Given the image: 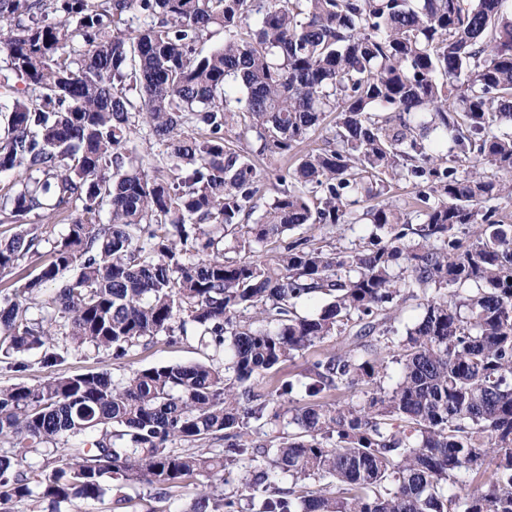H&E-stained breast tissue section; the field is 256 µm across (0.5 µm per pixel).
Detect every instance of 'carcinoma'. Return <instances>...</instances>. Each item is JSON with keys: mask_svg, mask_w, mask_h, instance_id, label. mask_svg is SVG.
Here are the masks:
<instances>
[{"mask_svg": "<svg viewBox=\"0 0 512 512\" xmlns=\"http://www.w3.org/2000/svg\"><path fill=\"white\" fill-rule=\"evenodd\" d=\"M105 2L0 0V54L25 84L20 96L0 77V173L18 176L0 224H19L0 244V275L34 266L0 303L6 354L27 370L59 325L75 347L116 360L191 330L228 348L231 364L1 387L11 451L0 454V506L36 487L62 512L202 477L212 491L185 512H240L239 498L215 493L236 471L242 490L262 487L256 512H512L509 0ZM128 14L141 24L114 29ZM211 24L224 45L202 56ZM330 112L329 146L268 181L254 154L288 156ZM138 115L163 147L161 177L128 157ZM394 181L412 186L407 201L361 205ZM36 211L66 225L46 252L39 225L22 222ZM306 224L373 230L336 251L284 240ZM239 227L246 242L281 241L274 263L225 256L224 233ZM318 297V313L298 315ZM409 300L421 318L399 341L253 392L327 336L394 333L389 313ZM244 312L263 327L241 323ZM389 348L402 374L386 391ZM369 384L356 404L314 401ZM299 387L313 401L288 410L293 431H265L281 417L270 405ZM210 439L224 452L171 448ZM488 468L485 486L448 494L460 473Z\"/></svg>", "mask_w": 512, "mask_h": 512, "instance_id": "1", "label": "carcinoma"}]
</instances>
